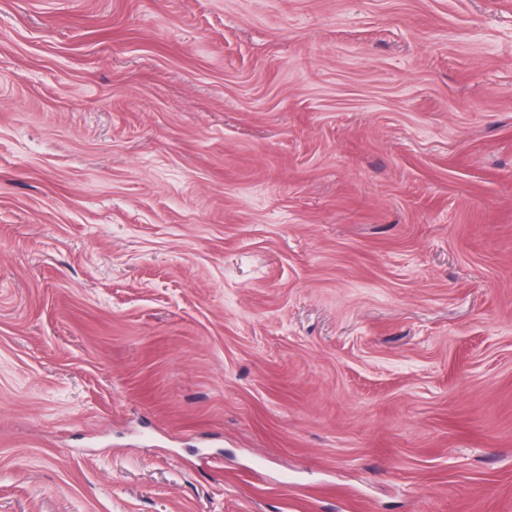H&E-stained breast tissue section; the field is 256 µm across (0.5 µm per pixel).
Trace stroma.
Masks as SVG:
<instances>
[{"instance_id": "1", "label": "stroma", "mask_w": 512, "mask_h": 512, "mask_svg": "<svg viewBox=\"0 0 512 512\" xmlns=\"http://www.w3.org/2000/svg\"><path fill=\"white\" fill-rule=\"evenodd\" d=\"M0 512H512V0H0Z\"/></svg>"}]
</instances>
